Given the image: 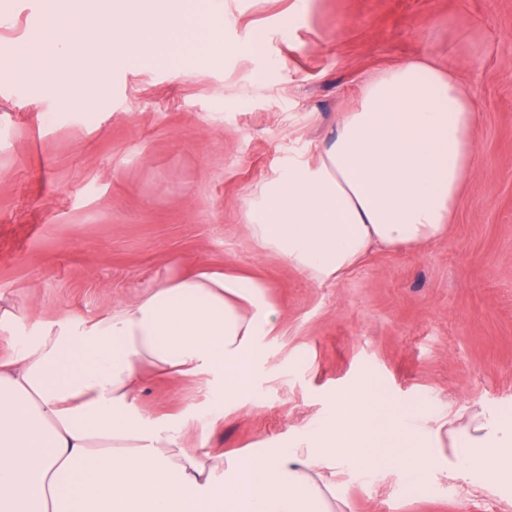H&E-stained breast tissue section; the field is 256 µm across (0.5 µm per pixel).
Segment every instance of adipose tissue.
<instances>
[{"label":"adipose tissue","instance_id":"ef3b65f1","mask_svg":"<svg viewBox=\"0 0 512 512\" xmlns=\"http://www.w3.org/2000/svg\"><path fill=\"white\" fill-rule=\"evenodd\" d=\"M111 11L108 50L128 62L188 31L183 0H93L55 46L56 84L75 56L91 92L102 70L88 18ZM477 115L461 83L411 58L367 81L313 158L289 162L250 194L253 240L318 284L377 249L443 237L476 155ZM278 312L260 278L169 268L136 299L89 320L42 325L0 360V512H347L342 478L377 459L375 421L416 451L433 479L494 475L512 490V422L480 403L425 413L356 382L326 394L323 422L247 454L188 452L219 414L151 422L133 409L144 372L202 376L232 406L252 399L260 340ZM85 365L64 370L71 353Z\"/></svg>","mask_w":512,"mask_h":512}]
</instances>
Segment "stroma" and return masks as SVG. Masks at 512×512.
Returning <instances> with one entry per match:
<instances>
[{"instance_id": "stroma-1", "label": "stroma", "mask_w": 512, "mask_h": 512, "mask_svg": "<svg viewBox=\"0 0 512 512\" xmlns=\"http://www.w3.org/2000/svg\"><path fill=\"white\" fill-rule=\"evenodd\" d=\"M81 0H0V357L38 325L134 299L171 265L263 278L279 310L263 340L258 404L227 412L207 448L245 452L325 416L326 392L361 379L404 403L481 401L512 419V0H191L226 52L195 34L130 66L113 57L84 107L7 52ZM260 29V53L248 50ZM44 38L32 51L47 58ZM424 56L452 70L477 112L474 167L447 235L377 250L316 284L250 237L246 200L289 159L311 157L367 78ZM263 77L256 87L255 77ZM205 380L149 379L145 419L214 407ZM346 477L348 512H512L495 479Z\"/></svg>"}]
</instances>
